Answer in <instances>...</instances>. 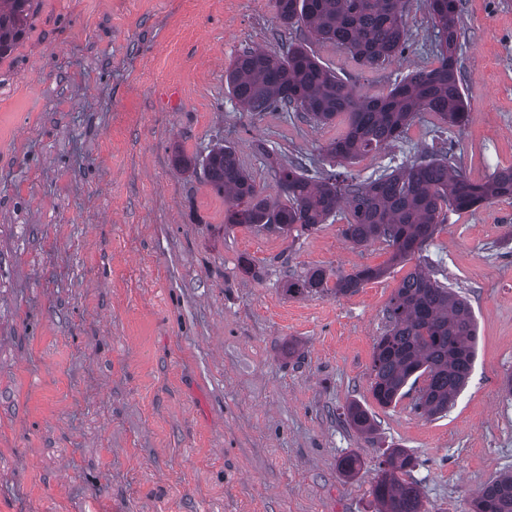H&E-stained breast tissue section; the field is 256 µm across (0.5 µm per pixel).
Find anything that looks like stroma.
I'll return each instance as SVG.
<instances>
[{"label": "stroma", "instance_id": "stroma-1", "mask_svg": "<svg viewBox=\"0 0 512 512\" xmlns=\"http://www.w3.org/2000/svg\"><path fill=\"white\" fill-rule=\"evenodd\" d=\"M461 25L468 123L422 114L353 174L432 145L474 181L512 166V0H462ZM408 30L375 69L315 51L379 96L437 64L422 0ZM301 38L274 0H39L0 60V512H373L392 444L415 457L427 512H470L512 470V199L449 214L425 250L478 320L467 385L442 416L408 397L376 408L367 440L338 415L371 399L384 310L413 262L353 245L339 221L287 237L225 228L223 197L173 164V147L222 139L271 195L270 163L322 164L346 116L245 112L224 84L242 51ZM363 266L386 272L351 295L285 289ZM351 451L363 468L347 480L336 462Z\"/></svg>", "mask_w": 512, "mask_h": 512}]
</instances>
